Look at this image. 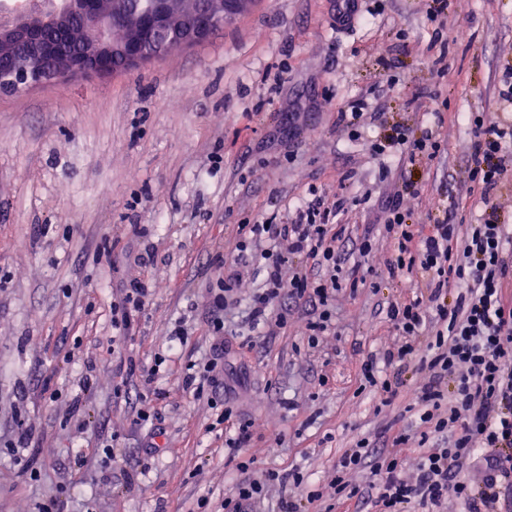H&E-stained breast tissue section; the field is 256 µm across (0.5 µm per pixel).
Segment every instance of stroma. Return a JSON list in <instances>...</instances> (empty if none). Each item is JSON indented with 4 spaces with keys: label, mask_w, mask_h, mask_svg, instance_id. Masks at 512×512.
<instances>
[{
    "label": "stroma",
    "mask_w": 512,
    "mask_h": 512,
    "mask_svg": "<svg viewBox=\"0 0 512 512\" xmlns=\"http://www.w3.org/2000/svg\"><path fill=\"white\" fill-rule=\"evenodd\" d=\"M360 7L380 14L340 28L336 0H260L178 54L0 97V445L23 416L35 434L25 456L41 472L31 481L0 452V512H36L64 464L68 512H194L198 498L218 504L232 493L231 452L207 430L212 411L179 386L210 347L196 320L161 382L170 393L158 406L161 453L145 457L135 485L117 487L96 448L107 438L130 454L153 439L151 425L133 423L142 386L121 383L116 362L166 354L163 321L202 303L239 224L338 192L361 200L342 218L348 250L395 193L408 223H433L449 201L459 222L477 223L464 115L504 108L512 0H454L449 20L467 37L446 45L434 41L426 0ZM374 86L368 135L403 125L433 130L442 144L437 159L415 167L418 194L401 191L403 153L375 159L336 124L337 110ZM133 277L150 297L131 336L111 348L110 306ZM408 294L391 280L339 290L336 330L317 348L297 324L231 355L239 410L254 421L247 455L263 468L300 469L313 490L357 439L377 443L391 426L409 434L398 453L413 469L423 424L405 399L384 405L362 389L360 371L394 343L385 308ZM46 381L80 397L83 431L64 422V405L41 397Z\"/></svg>",
    "instance_id": "stroma-1"
}]
</instances>
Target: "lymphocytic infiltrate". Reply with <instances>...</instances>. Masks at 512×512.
I'll list each match as a JSON object with an SVG mask.
<instances>
[{
    "label": "lymphocytic infiltrate",
    "instance_id": "obj_1",
    "mask_svg": "<svg viewBox=\"0 0 512 512\" xmlns=\"http://www.w3.org/2000/svg\"><path fill=\"white\" fill-rule=\"evenodd\" d=\"M470 124L475 140L469 155V180L484 205L480 223H456L453 209H444L429 230L407 223L397 198L381 205L377 229H366L355 245L368 256L376 237L390 243L382 278H405L409 296L389 303L387 318L397 341L388 348L386 365L418 362L428 369L427 384L409 397L428 432L419 440L420 455L413 472H406L397 446L407 434L392 440V449L370 447L358 439L340 461L328 490L306 497L283 495L279 512H308L309 503L343 498L371 505L374 512H408L410 504L438 506L447 498L464 504L466 512H512V500L502 499L512 488V229L492 195L507 174L505 144L512 126L474 113ZM405 147L409 164L434 160L441 143L433 132L413 135L395 126L370 146L381 155ZM342 199L320 196L295 211L292 220L273 219L243 224L239 236L203 303L209 358L191 365L181 378V390L206 400L215 412L214 431L227 433L232 450L248 447L253 422L234 411L233 388L224 380V355L233 348L226 317L241 301L237 286L243 278L262 274L263 286L247 302L252 325L274 336L288 327L293 314L305 321L307 343L318 346L332 321L329 302L341 284L350 290L366 286L374 273L341 246L344 227ZM311 261L312 269L285 276L294 259ZM164 357L150 367L129 362L146 390L140 396L136 425L157 417L156 403L167 393L158 388ZM483 476L471 483L465 476L473 463ZM241 477L236 495L224 499L222 512H256L271 486L301 485L299 472L279 473L257 468L254 459L237 461ZM364 475L352 484L347 472Z\"/></svg>",
    "mask_w": 512,
    "mask_h": 512
}]
</instances>
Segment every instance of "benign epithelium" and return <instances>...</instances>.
<instances>
[{
  "mask_svg": "<svg viewBox=\"0 0 512 512\" xmlns=\"http://www.w3.org/2000/svg\"><path fill=\"white\" fill-rule=\"evenodd\" d=\"M131 13L124 0H3L0 3V94L107 75L182 51L209 37L214 19L233 22L257 0H199L180 10L174 0H149ZM125 33L112 40V28Z\"/></svg>",
  "mask_w": 512,
  "mask_h": 512,
  "instance_id": "7a95c632",
  "label": "benign epithelium"
}]
</instances>
